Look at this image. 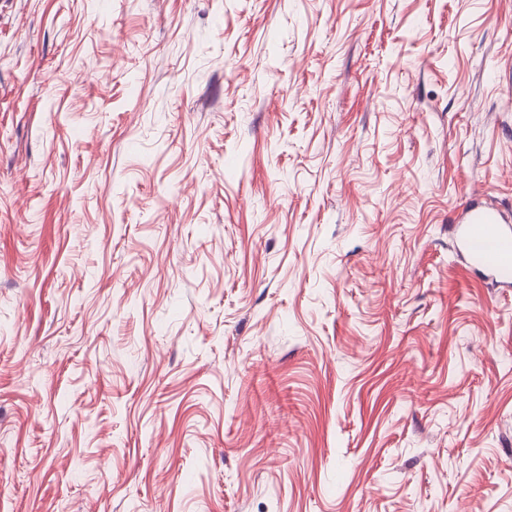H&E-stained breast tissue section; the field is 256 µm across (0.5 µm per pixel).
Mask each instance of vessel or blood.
<instances>
[{
    "label": "vessel or blood",
    "mask_w": 512,
    "mask_h": 512,
    "mask_svg": "<svg viewBox=\"0 0 512 512\" xmlns=\"http://www.w3.org/2000/svg\"><path fill=\"white\" fill-rule=\"evenodd\" d=\"M458 231L465 248L496 282L512 285V225L504 222L495 208H467Z\"/></svg>",
    "instance_id": "obj_1"
}]
</instances>
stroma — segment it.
<instances>
[{"label": "stroma", "mask_w": 512, "mask_h": 512, "mask_svg": "<svg viewBox=\"0 0 512 512\" xmlns=\"http://www.w3.org/2000/svg\"><path fill=\"white\" fill-rule=\"evenodd\" d=\"M512 0H0V512H512ZM505 222V223H504ZM465 248L496 282L512 285V226L493 207H469L458 223Z\"/></svg>", "instance_id": "obj_1"}]
</instances>
